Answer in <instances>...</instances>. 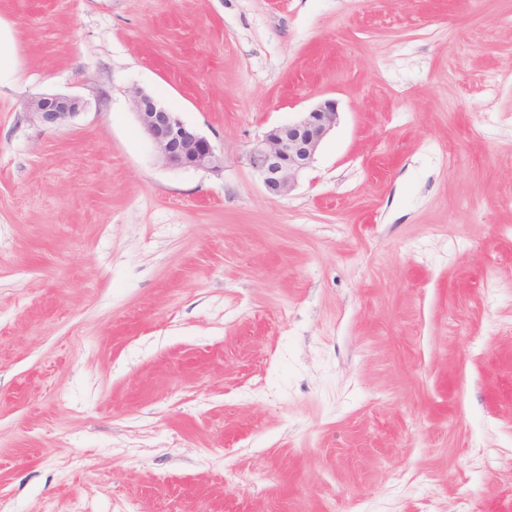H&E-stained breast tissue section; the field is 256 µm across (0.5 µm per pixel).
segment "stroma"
Wrapping results in <instances>:
<instances>
[{"instance_id": "35a3bbf8", "label": "stroma", "mask_w": 512, "mask_h": 512, "mask_svg": "<svg viewBox=\"0 0 512 512\" xmlns=\"http://www.w3.org/2000/svg\"><path fill=\"white\" fill-rule=\"evenodd\" d=\"M0 52V512H512V0H0ZM142 131L154 145L158 159L171 168L216 171L224 165V154L179 112L157 102L139 88L130 90ZM85 106L80 97L51 94L30 99L25 108L41 125L54 127L76 119ZM288 124L271 127L246 155L251 169L274 196L289 194L298 177L315 162L339 112L333 100L319 102Z\"/></svg>"}]
</instances>
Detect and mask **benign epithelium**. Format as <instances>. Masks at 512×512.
<instances>
[{"mask_svg":"<svg viewBox=\"0 0 512 512\" xmlns=\"http://www.w3.org/2000/svg\"><path fill=\"white\" fill-rule=\"evenodd\" d=\"M130 93L139 125L165 166L211 171L223 167L224 155L180 113L139 88ZM85 106L77 96L51 94L30 99L25 108L41 125L54 127L76 119ZM337 118L335 101L326 99L300 113L295 121L273 126L257 139L246 160L270 194L283 196L291 192L300 174L315 162Z\"/></svg>","mask_w":512,"mask_h":512,"instance_id":"7a95c632","label":"benign epithelium"}]
</instances>
